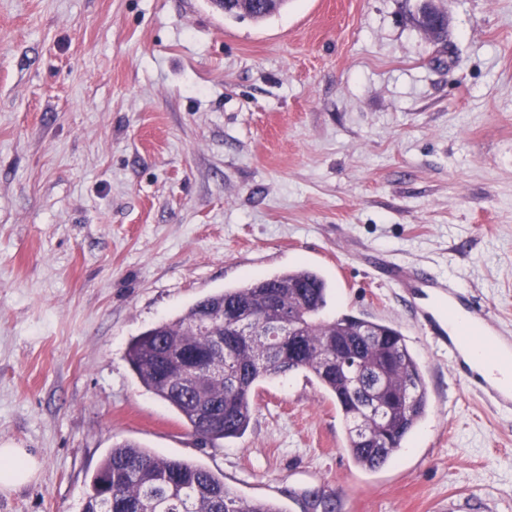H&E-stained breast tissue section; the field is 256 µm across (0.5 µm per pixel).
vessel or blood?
I'll return each instance as SVG.
<instances>
[{"instance_id": "b4317fda", "label": "vessel or blood", "mask_w": 512, "mask_h": 512, "mask_svg": "<svg viewBox=\"0 0 512 512\" xmlns=\"http://www.w3.org/2000/svg\"><path fill=\"white\" fill-rule=\"evenodd\" d=\"M385 272L388 279L421 300L414 324L447 350L458 383L493 406L511 410L512 382H498L495 367L503 357L512 358V337L487 317L474 296L437 275H421L394 263L386 265Z\"/></svg>"}]
</instances>
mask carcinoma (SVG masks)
<instances>
[{
  "label": "carcinoma",
  "instance_id": "carcinoma-1",
  "mask_svg": "<svg viewBox=\"0 0 512 512\" xmlns=\"http://www.w3.org/2000/svg\"><path fill=\"white\" fill-rule=\"evenodd\" d=\"M329 285L315 270L288 269L256 278L197 301L177 317L163 321L133 338L126 360L140 383L167 403L191 432L215 446L247 431L255 409L256 387L263 381L302 371L311 375L322 393L336 401L346 424V450L358 467L375 470L414 434L428 408V390L421 364L396 327L362 316L327 319ZM273 294L288 313L303 322L297 348L256 328L224 347L214 336L225 334L217 323L202 321L205 311L224 306L261 307ZM343 343L333 370L323 368ZM205 383L211 409L224 422L206 427L195 420L190 391ZM387 391H400L393 405L389 439L375 447L362 442L355 430L367 402ZM301 512H340L337 497L322 489L297 495ZM84 512H284L272 500H247L224 484V477L184 460L162 457L133 442L111 449L92 479Z\"/></svg>",
  "mask_w": 512,
  "mask_h": 512
}]
</instances>
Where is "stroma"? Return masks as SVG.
Instances as JSON below:
<instances>
[{
  "label": "stroma",
  "instance_id": "1",
  "mask_svg": "<svg viewBox=\"0 0 512 512\" xmlns=\"http://www.w3.org/2000/svg\"><path fill=\"white\" fill-rule=\"evenodd\" d=\"M0 0V447L39 462L0 512H82L116 444L193 461L299 512H512V414L455 380L369 255L424 267L512 331V0ZM326 314L398 327L429 407L367 471L304 373L264 381L214 447L147 391L132 338L296 267ZM439 12L436 8V11L427 9L423 13L422 9L413 17L415 25L433 40H439L443 37L448 23L447 18L439 14ZM301 512H340L337 508V497L334 493H327L322 489L305 490L297 495Z\"/></svg>",
  "mask_w": 512,
  "mask_h": 512
}]
</instances>
